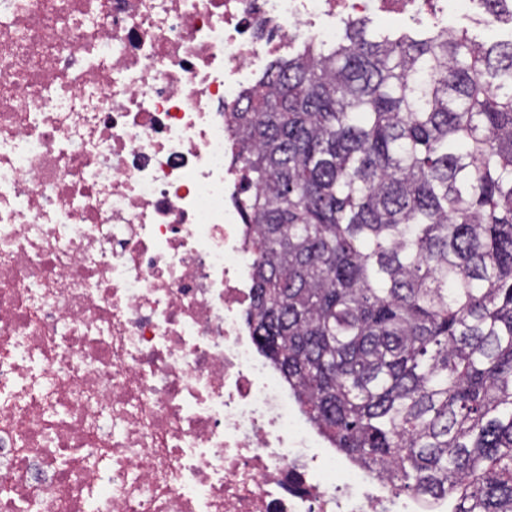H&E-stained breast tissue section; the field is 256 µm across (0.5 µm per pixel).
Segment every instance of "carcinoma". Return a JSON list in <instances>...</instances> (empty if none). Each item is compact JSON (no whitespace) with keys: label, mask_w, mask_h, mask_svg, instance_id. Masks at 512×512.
I'll return each mask as SVG.
<instances>
[{"label":"carcinoma","mask_w":512,"mask_h":512,"mask_svg":"<svg viewBox=\"0 0 512 512\" xmlns=\"http://www.w3.org/2000/svg\"><path fill=\"white\" fill-rule=\"evenodd\" d=\"M233 119L261 352L399 490L512 512V39L350 20Z\"/></svg>","instance_id":"cac0c4a2"}]
</instances>
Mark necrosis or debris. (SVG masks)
<instances>
[{"label": "necrosis or debris", "mask_w": 512, "mask_h": 512, "mask_svg": "<svg viewBox=\"0 0 512 512\" xmlns=\"http://www.w3.org/2000/svg\"><path fill=\"white\" fill-rule=\"evenodd\" d=\"M371 0H0V512H449L325 448L248 317L232 114Z\"/></svg>", "instance_id": "4bbe7bcc"}]
</instances>
